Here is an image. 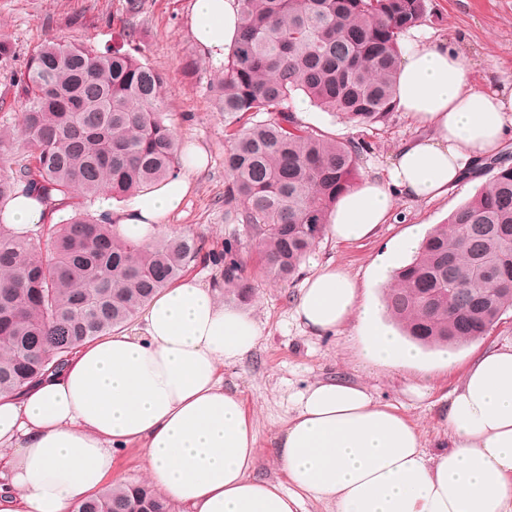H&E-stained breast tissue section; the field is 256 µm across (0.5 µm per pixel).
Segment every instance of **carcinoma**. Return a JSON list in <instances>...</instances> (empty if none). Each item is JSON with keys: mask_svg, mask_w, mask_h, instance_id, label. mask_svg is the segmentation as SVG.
Returning a JSON list of instances; mask_svg holds the SVG:
<instances>
[{"mask_svg": "<svg viewBox=\"0 0 512 512\" xmlns=\"http://www.w3.org/2000/svg\"><path fill=\"white\" fill-rule=\"evenodd\" d=\"M240 36L212 85L224 113V218L243 226L266 275L287 282L326 235L324 218L354 185L364 141L314 133L293 96L372 128L397 108L401 35L426 0H239ZM166 75L119 49L46 42L22 78L18 125H0V213L35 195L43 221L22 234L0 220V392L59 372L82 343L129 324L197 260L201 242L165 230L123 238L90 207L106 190L145 193L176 175L181 149L164 110ZM58 221L52 222V216ZM245 266L224 261V298L250 301ZM404 336L451 347L512 310V166L434 227L385 294ZM72 512H172L143 481L105 487Z\"/></svg>", "mask_w": 512, "mask_h": 512, "instance_id": "carcinoma-1", "label": "carcinoma"}]
</instances>
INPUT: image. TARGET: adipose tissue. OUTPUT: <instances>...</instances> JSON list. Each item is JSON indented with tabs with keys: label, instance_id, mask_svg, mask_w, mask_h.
<instances>
[{
	"label": "adipose tissue",
	"instance_id": "1",
	"mask_svg": "<svg viewBox=\"0 0 512 512\" xmlns=\"http://www.w3.org/2000/svg\"><path fill=\"white\" fill-rule=\"evenodd\" d=\"M238 0H192L189 25L204 58L236 41ZM397 108L421 129L385 177L346 191L326 217L339 242L375 236L397 197L442 198L512 135V89L474 86L461 51L414 31L397 74ZM207 164L187 150L181 173L112 216L133 240L152 239L183 205ZM294 318L322 335L354 324L376 363H415L418 350L359 299L356 280L327 266L308 276ZM261 335L241 307L186 276L149 305L141 330L78 347L64 369L19 393H0V512H71L112 477L115 451H144L148 481L189 512H299L303 496L336 512H512V346L484 350L443 410L447 449L428 457L397 407L333 377L300 392L276 438L287 481L250 473L251 417L224 387V366L242 361Z\"/></svg>",
	"mask_w": 512,
	"mask_h": 512
}]
</instances>
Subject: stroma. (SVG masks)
I'll return each instance as SVG.
<instances>
[{
  "label": "stroma",
  "mask_w": 512,
  "mask_h": 512,
  "mask_svg": "<svg viewBox=\"0 0 512 512\" xmlns=\"http://www.w3.org/2000/svg\"><path fill=\"white\" fill-rule=\"evenodd\" d=\"M191 0H139L130 13L128 0H0V38L8 39L15 56L0 69V118L17 122L24 102L8 87L10 74L23 71L31 50L50 40L85 43L98 50L119 48L165 73L164 107L171 112L180 142H195L210 157L206 170L195 175L194 188L180 215L170 225L202 237L201 258L190 272L208 287L224 288L220 257L227 245L240 255L253 276L254 297L247 308L262 329L254 350L241 362L224 368V386L237 393L254 420L257 454L252 473L277 482L284 473L277 463L274 440L308 385L340 373L360 383L373 397L398 407L416 426L428 455L448 445L450 435L443 408L470 362L482 351L512 345V310L504 313L482 338L452 347V365L435 350L422 351L420 365L392 367L371 363L353 328L315 335L293 319L300 282L280 284L257 269L256 248L244 241L243 227L224 220V115L218 112L211 85L223 65L203 59L188 27ZM421 27L431 38L448 41L464 52L472 79L480 86L512 88V0H427ZM303 125L331 138L364 139L372 144L358 164V177L383 172L417 127L404 112L366 129L307 106ZM490 175L458 184L447 196L431 202L397 198L393 215L368 241L339 243L323 238L300 268L305 277L325 265L343 266L357 281L362 301L379 308L382 321L386 282L376 268L387 246L410 226L432 229L458 206L485 188Z\"/></svg>",
  "instance_id": "1"
}]
</instances>
